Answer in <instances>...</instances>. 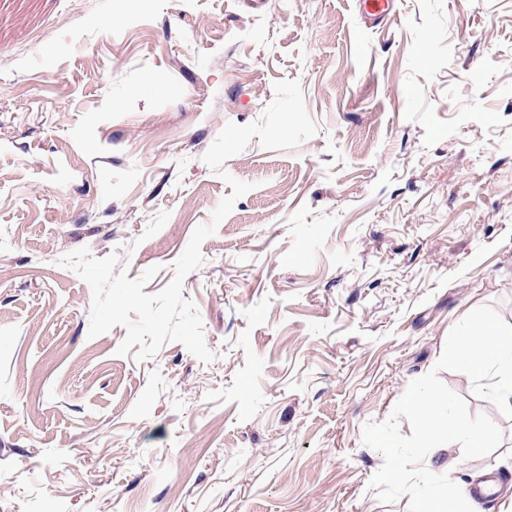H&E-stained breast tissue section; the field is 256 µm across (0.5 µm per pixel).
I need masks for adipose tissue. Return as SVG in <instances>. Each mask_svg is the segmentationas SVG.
Returning a JSON list of instances; mask_svg holds the SVG:
<instances>
[{
  "mask_svg": "<svg viewBox=\"0 0 512 512\" xmlns=\"http://www.w3.org/2000/svg\"><path fill=\"white\" fill-rule=\"evenodd\" d=\"M457 339L465 354L464 367L493 391L501 403L512 407V330L504 331L493 324L465 326L459 330ZM405 412L417 424L427 444L429 470L444 469L442 452L456 442L477 451L488 446L489 426L473 423L459 432L448 429L444 408L432 389L412 391L406 399Z\"/></svg>",
  "mask_w": 512,
  "mask_h": 512,
  "instance_id": "ef3b65f1",
  "label": "adipose tissue"
}]
</instances>
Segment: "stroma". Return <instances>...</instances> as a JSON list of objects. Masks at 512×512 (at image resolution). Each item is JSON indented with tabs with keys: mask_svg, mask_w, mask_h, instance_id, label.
<instances>
[{
	"mask_svg": "<svg viewBox=\"0 0 512 512\" xmlns=\"http://www.w3.org/2000/svg\"><path fill=\"white\" fill-rule=\"evenodd\" d=\"M299 81L317 126L202 160ZM183 283L208 347L89 337L79 248ZM512 326V0H0V512H417L425 386L498 443L443 454L512 512V408L460 366ZM360 11L365 20L370 23L382 21L389 17L395 9L396 0H362Z\"/></svg>",
	"mask_w": 512,
	"mask_h": 512,
	"instance_id": "obj_1",
	"label": "stroma"
}]
</instances>
